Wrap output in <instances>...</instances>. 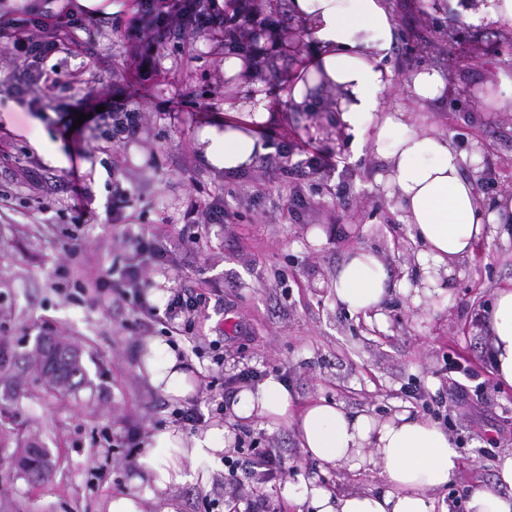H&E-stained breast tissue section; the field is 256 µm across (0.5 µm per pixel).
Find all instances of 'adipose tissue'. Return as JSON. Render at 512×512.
I'll return each instance as SVG.
<instances>
[{"instance_id": "adipose-tissue-1", "label": "adipose tissue", "mask_w": 512, "mask_h": 512, "mask_svg": "<svg viewBox=\"0 0 512 512\" xmlns=\"http://www.w3.org/2000/svg\"><path fill=\"white\" fill-rule=\"evenodd\" d=\"M288 9L312 40L311 61L301 63L272 98L252 59L225 52L223 113L197 130L198 154L217 172L248 170L267 151L262 132L274 112L285 104L307 112L318 94L332 93L338 127L350 136L354 153L369 150L382 158L376 182L420 247L422 279L410 294L412 304L421 305L442 294L454 266L472 259L499 225L512 223V195L486 208L466 174L478 161V147L458 148L448 136L418 126L412 113L385 108L383 96L395 84L383 63L395 40L387 0H289ZM448 10L458 20L512 36V0H448ZM331 287L349 313L368 317L379 314L395 285L376 253L357 249ZM486 325V356L497 379L512 386L511 286L496 290ZM140 371L169 398L195 392L191 366L160 339L146 338ZM227 412L235 421L295 428L302 452L325 468L374 473L386 485L381 492L339 494L312 479L285 482L281 497L307 512H448L437 493L459 471L460 453L434 421L406 411L383 419L355 415L323 397L299 407L273 375L241 386ZM233 443L225 425L192 436L175 425L151 433L131 479L133 492L113 496L108 512H144L147 501L156 512H176L169 490L194 479L196 463L220 460ZM466 512H512V454L499 462L496 484L470 491Z\"/></svg>"}]
</instances>
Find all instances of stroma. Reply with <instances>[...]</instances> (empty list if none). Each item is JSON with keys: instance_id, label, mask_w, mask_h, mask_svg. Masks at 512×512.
Wrapping results in <instances>:
<instances>
[{"instance_id": "obj_1", "label": "stroma", "mask_w": 512, "mask_h": 512, "mask_svg": "<svg viewBox=\"0 0 512 512\" xmlns=\"http://www.w3.org/2000/svg\"><path fill=\"white\" fill-rule=\"evenodd\" d=\"M172 2L155 0L150 42L131 36L128 10L51 26L47 10L0 15V192L10 198L0 210V421L16 436L0 447V512H108L113 496L130 491L136 464L128 459V426L149 436L172 424L176 407L139 371L148 336L177 345L195 374L214 377L213 391L193 395L207 427L228 423L217 410L224 381L245 369L277 376L301 405L325 397L380 419L407 410L436 420L462 455L445 500L450 512H465L469 486L493 484L499 457L512 452V386L484 361L494 291L512 283V224L457 267L434 303L413 308L404 289L421 277L419 247L378 190L382 159L369 151L353 155L332 113L285 108L262 137L270 149L288 146L297 160L318 149L332 156L334 168L297 181L260 159L233 175L202 163L194 138L224 104V32L165 34ZM388 2L397 35L384 63L399 83L386 104L411 107L406 76L438 69L455 93L426 113L460 147L484 144L489 176L478 192L494 204L512 178V106L496 109L490 81L498 70L512 71V53L493 47L492 33L427 10L420 0ZM32 39L55 42L56 53L36 64L22 49ZM474 49L481 56L472 61ZM42 71L56 73L58 85L39 79ZM121 103L141 113L142 130L132 147L118 149L111 115ZM98 109L101 120L76 124L77 114ZM37 140L42 150L34 149ZM55 151L67 166L50 161ZM116 172L133 190L120 224L109 212ZM292 181L311 201L297 218L282 193ZM73 182L87 188L84 198L67 191ZM215 199L226 223L197 227L192 206ZM76 203L88 215L79 226L69 219ZM153 224L164 225L176 268L146 299L161 306L171 288L204 293L192 333L168 334L162 322L142 327L133 305L89 300L68 279L54 290L55 268L70 260L122 267L123 236ZM314 228L325 234L317 245L307 240ZM195 232L203 250L187 243ZM357 248L375 251L399 285L378 319L349 314L330 287ZM47 326L78 350L87 371V383L65 396L47 394L27 367ZM218 355L223 365L215 364ZM460 389L467 393L461 404ZM230 425L245 444L278 449L297 471L336 492L384 488L369 473L323 472L290 428ZM30 441L50 451L47 481L27 480L14 464ZM197 470L200 479L169 492L177 512H204L213 499L221 512H244L258 496L268 512H298L280 497L279 480L236 488L225 484L223 464L203 462Z\"/></svg>"}]
</instances>
